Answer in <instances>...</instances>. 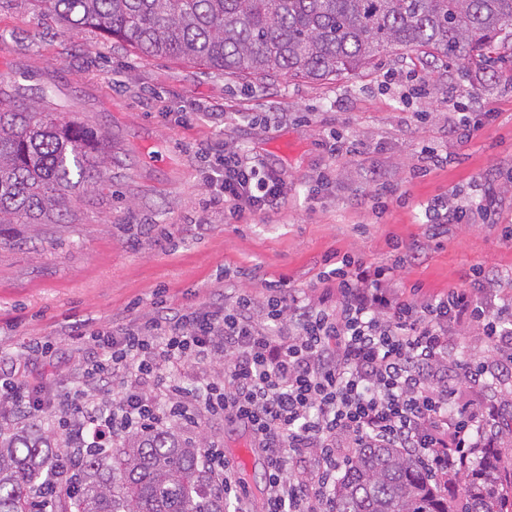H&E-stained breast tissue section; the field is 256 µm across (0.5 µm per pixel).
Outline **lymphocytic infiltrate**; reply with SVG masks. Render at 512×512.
Instances as JSON below:
<instances>
[{"label":"lymphocytic infiltrate","instance_id":"obj_1","mask_svg":"<svg viewBox=\"0 0 512 512\" xmlns=\"http://www.w3.org/2000/svg\"><path fill=\"white\" fill-rule=\"evenodd\" d=\"M204 179L235 219L277 210L288 194L279 171L238 147L225 148L221 168ZM496 196L490 183L468 202L435 201L434 236L486 212ZM405 261L345 255L320 271L324 293L315 302L278 286L261 301L233 291L219 308H169L149 323L129 319L94 335L86 371L114 393L90 403L83 390L69 392L72 444L174 417L223 416L247 429L263 454V512H332L347 449L368 443L410 451L435 479L462 474L504 407L458 399L448 378L452 339L460 328L481 327L496 358L464 364L465 377L512 379V295L476 268L467 286L422 301L395 288ZM188 361L222 363L223 380L184 393L173 376ZM306 457L315 463L311 478L290 480L288 460Z\"/></svg>","mask_w":512,"mask_h":512}]
</instances>
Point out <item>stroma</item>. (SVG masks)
Listing matches in <instances>:
<instances>
[{"instance_id": "1", "label": "stroma", "mask_w": 512, "mask_h": 512, "mask_svg": "<svg viewBox=\"0 0 512 512\" xmlns=\"http://www.w3.org/2000/svg\"><path fill=\"white\" fill-rule=\"evenodd\" d=\"M498 54L484 70L392 49L329 81L249 80L146 58L96 29L67 27L31 0H0V77L27 101L49 98L61 118L104 131L112 145L111 182L77 197L72 224L47 237L15 224L0 236V367L23 362L39 340L57 350L21 376L28 389L58 394L34 420L56 428L75 386L94 401L109 397L84 373L73 330L146 322L165 306L217 307L228 281L261 297L281 280L315 297L324 260L386 262L398 249L419 253L396 279L402 291L444 293L466 285L476 266L512 289V239L504 237L512 227V42ZM457 106L487 115L471 139L448 132ZM272 112L282 121L268 122ZM334 135L353 153L332 155ZM228 145L283 174L282 209L236 221L210 202L199 151L209 148L215 161ZM425 145L446 161L421 175ZM488 181L499 185L490 213L431 241L427 202L479 196ZM183 433L221 443L229 456L252 441L213 417Z\"/></svg>"}]
</instances>
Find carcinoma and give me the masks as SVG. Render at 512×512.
Segmentation results:
<instances>
[{
  "label": "carcinoma",
  "instance_id": "carcinoma-1",
  "mask_svg": "<svg viewBox=\"0 0 512 512\" xmlns=\"http://www.w3.org/2000/svg\"><path fill=\"white\" fill-rule=\"evenodd\" d=\"M145 57H171L245 78L326 80L393 47L486 67L512 38V0H33ZM104 137L0 83V226L70 224L74 194L105 183ZM209 443L180 426L134 430L60 467L69 440L35 422L0 423V512H224L202 464ZM465 496L441 497L402 448H359L332 490L333 512H504L492 448L463 475Z\"/></svg>",
  "mask_w": 512,
  "mask_h": 512
}]
</instances>
